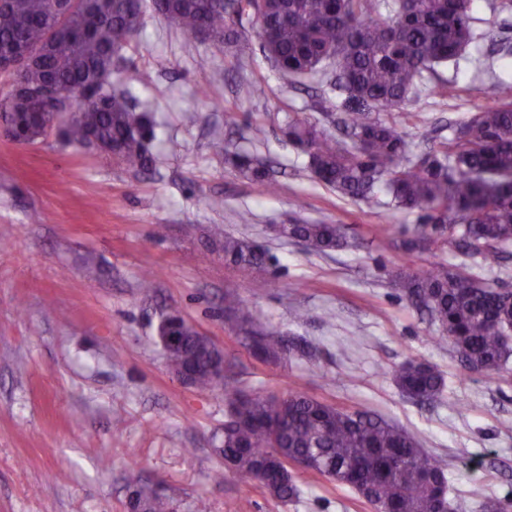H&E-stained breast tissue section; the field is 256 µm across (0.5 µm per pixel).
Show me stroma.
<instances>
[{
  "instance_id": "stroma-1",
  "label": "stroma",
  "mask_w": 512,
  "mask_h": 512,
  "mask_svg": "<svg viewBox=\"0 0 512 512\" xmlns=\"http://www.w3.org/2000/svg\"><path fill=\"white\" fill-rule=\"evenodd\" d=\"M500 3L472 0L469 11V50L486 57L485 71L463 60L438 66L388 110L413 155L496 101L497 78L512 70V9ZM126 55L112 85L156 117L151 171L54 131L31 145L0 139V512H128L138 490L163 494L170 512H372L350 488L301 469L300 493L284 503L225 466L224 395L178 381L156 335L172 309L223 349L238 388L374 413L441 465L455 512H500L512 499V383L465 366L389 273L445 264L512 290V244L487 263L447 245L409 252L418 212L314 180L279 128L298 119L335 129L345 97L331 69L301 85L283 75L254 25L227 48L150 12ZM228 147L272 162L271 186L226 164ZM317 222L343 225L351 247L321 253L276 232ZM217 227L261 244L270 264L226 266L205 247ZM149 273L154 283L142 287ZM229 289L295 342L286 361L257 360L229 331ZM410 360L442 372L441 401L400 390L394 376Z\"/></svg>"
}]
</instances>
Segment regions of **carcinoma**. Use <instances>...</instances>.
Returning a JSON list of instances; mask_svg holds the SVG:
<instances>
[{
    "mask_svg": "<svg viewBox=\"0 0 512 512\" xmlns=\"http://www.w3.org/2000/svg\"><path fill=\"white\" fill-rule=\"evenodd\" d=\"M48 2L5 0L0 49L36 50L40 62L25 73L29 87L51 78L63 90L80 86L91 96L59 102L66 113L58 122L50 111L24 101L0 102V124L21 141L57 128L69 143L95 141L106 158L137 171L152 169L156 125L134 110L127 93L112 90L111 81L117 64L125 61L123 39L143 28V0H112V15L98 22L87 20L83 0H59L70 29L55 36L48 35ZM153 8L184 35L196 38L209 27L226 45L240 40L244 21L261 20L262 51L286 75L312 76L332 64L338 88L362 108L344 118V139L294 119L280 128L306 156L315 180L356 199L382 191L392 208L424 213L420 236L430 243L446 236L470 257L494 259L498 246L512 243L511 80L497 82L495 104L416 159L390 121L369 116L371 109L408 101L416 80L438 65L464 57L473 71L486 69L482 54L465 55L473 40L470 0H393L384 4L385 14L375 0H155ZM224 158L248 179L268 181V169L255 157L227 152ZM280 235L318 252L346 245L336 224H285ZM207 247L222 251L224 264L233 268L261 269L268 261L265 249L221 228L213 230ZM391 282L426 309L468 368L487 375L501 372L512 356V290L490 288L479 277L445 265L420 274L397 268ZM224 320L256 359L277 364L290 353L284 337L254 329L251 312L231 292L224 296ZM157 336L176 370L196 371L189 384L218 388L206 371L217 351L195 339L197 332L179 311L162 318ZM395 379L417 402L443 397L445 379L426 362H407ZM224 455L234 457L241 476L272 471L264 488L281 501L298 493L287 467L292 461L355 490L374 512H433L447 483L443 468L405 430L303 392L277 398L233 390L224 421Z\"/></svg>",
    "mask_w": 512,
    "mask_h": 512,
    "instance_id": "obj_1",
    "label": "carcinoma"
}]
</instances>
